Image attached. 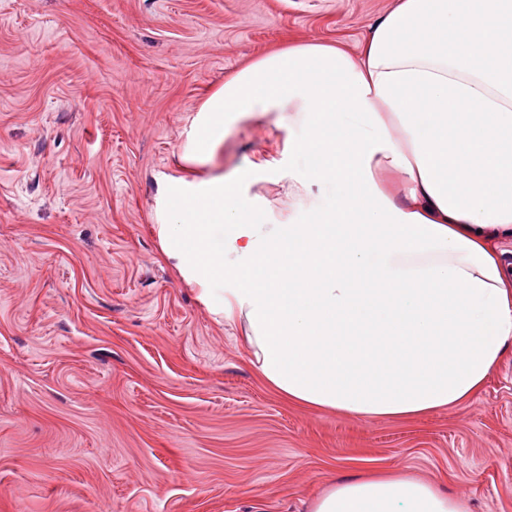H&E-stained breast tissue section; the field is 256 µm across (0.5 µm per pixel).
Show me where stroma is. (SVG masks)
Segmentation results:
<instances>
[{
    "label": "stroma",
    "mask_w": 512,
    "mask_h": 512,
    "mask_svg": "<svg viewBox=\"0 0 512 512\" xmlns=\"http://www.w3.org/2000/svg\"><path fill=\"white\" fill-rule=\"evenodd\" d=\"M396 0H0V512H310L398 465L512 512V347L473 399L363 419L285 402L164 260L157 179L253 58L359 54ZM240 119L228 172L279 160Z\"/></svg>",
    "instance_id": "1"
}]
</instances>
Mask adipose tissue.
Instances as JSON below:
<instances>
[{
  "label": "adipose tissue",
  "mask_w": 512,
  "mask_h": 512,
  "mask_svg": "<svg viewBox=\"0 0 512 512\" xmlns=\"http://www.w3.org/2000/svg\"><path fill=\"white\" fill-rule=\"evenodd\" d=\"M244 115L287 162L167 178L164 257L217 320L240 325L286 402L405 418L479 393L512 345V0H399L358 55L323 43L257 57L200 105L202 164ZM403 189L389 190L382 173ZM286 181L266 225L262 181ZM311 512H469L394 467L330 485Z\"/></svg>",
  "instance_id": "adipose-tissue-1"
}]
</instances>
